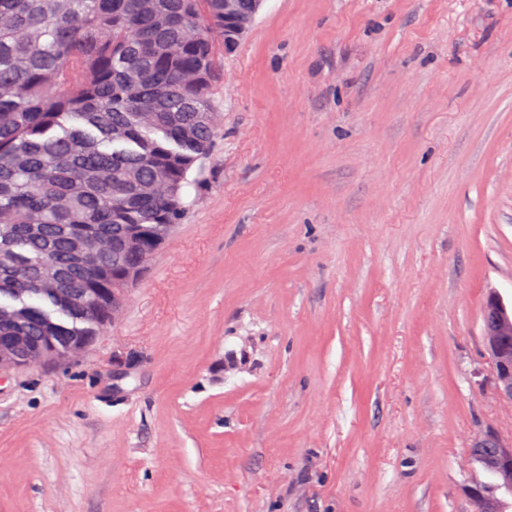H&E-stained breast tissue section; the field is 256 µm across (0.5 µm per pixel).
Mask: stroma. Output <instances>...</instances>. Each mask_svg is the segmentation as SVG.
<instances>
[{
  "instance_id": "stroma-1",
  "label": "stroma",
  "mask_w": 512,
  "mask_h": 512,
  "mask_svg": "<svg viewBox=\"0 0 512 512\" xmlns=\"http://www.w3.org/2000/svg\"><path fill=\"white\" fill-rule=\"evenodd\" d=\"M212 99L119 321L0 380V512H471L512 433V0H263ZM481 320L497 395L512 407V303H506L497 291H490L482 306Z\"/></svg>"
}]
</instances>
